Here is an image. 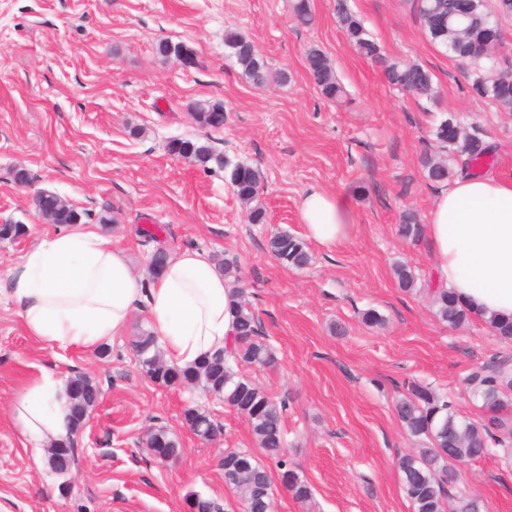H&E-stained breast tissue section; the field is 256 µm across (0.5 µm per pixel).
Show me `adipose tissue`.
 Instances as JSON below:
<instances>
[{
    "label": "adipose tissue",
    "mask_w": 512,
    "mask_h": 512,
    "mask_svg": "<svg viewBox=\"0 0 512 512\" xmlns=\"http://www.w3.org/2000/svg\"><path fill=\"white\" fill-rule=\"evenodd\" d=\"M301 221L325 248L346 240L354 225L349 195L309 190ZM425 235L437 278L473 311L512 316V179L460 175L437 195ZM26 332L49 349L97 350L145 309L167 359L188 366L224 350L234 332L233 292L204 252L169 257L161 275L137 285L128 258L94 224H72L26 252L0 280ZM68 380L54 368L17 396L14 417L35 448L65 436Z\"/></svg>",
    "instance_id": "1"
}]
</instances>
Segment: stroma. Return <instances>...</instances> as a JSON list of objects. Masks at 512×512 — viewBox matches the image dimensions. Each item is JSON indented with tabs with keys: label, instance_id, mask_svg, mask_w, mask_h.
<instances>
[{
	"label": "stroma",
	"instance_id": "stroma-1",
	"mask_svg": "<svg viewBox=\"0 0 512 512\" xmlns=\"http://www.w3.org/2000/svg\"><path fill=\"white\" fill-rule=\"evenodd\" d=\"M313 5L312 25L300 27L289 0H0V224L28 227L22 239L0 241V278L56 230L31 205L41 189L81 211L112 210L117 221L103 232L140 279L154 249L142 237L146 228L161 229L172 252L191 246L214 260L236 255L277 357L252 377L286 401L288 465L312 489L305 504L278 490L276 512H411L396 468L415 446L394 416L403 381L428 384L476 416L462 381L476 364L512 353V343L478 319L450 328L425 294L398 288L395 263L422 283L433 274L427 239L400 238L399 216L409 209L429 222L438 188L419 156L448 114L490 135L493 173L512 178V113L470 93L457 63L427 41L402 0L350 5L388 55L433 72L439 96L432 102L389 87L380 68L353 50L333 0ZM230 28L250 38L272 70L287 72V82L249 83L224 46ZM162 40L186 44L195 66L161 58ZM311 45L332 61L343 100H327L312 84ZM201 102L223 104V128L195 124ZM175 138L259 165L265 223H249L222 170L171 155ZM19 170L27 183L16 181ZM313 188L348 192L355 224L335 248L307 241L309 266L283 267L267 240L278 231L305 239L300 203ZM370 309L382 325L364 322ZM148 327L137 311L101 350H50L0 298V512H189L194 495L237 512L222 458L228 448L255 450L248 425L202 390L145 380L131 342ZM48 365L101 388L76 440L78 463L64 477L47 466L44 450L30 448L10 411ZM192 404L220 422L215 443L185 427L182 413ZM157 427L179 439L177 459L146 461L143 440ZM458 489L478 496L484 512H512V467L497 459L474 462Z\"/></svg>",
	"mask_w": 512,
	"mask_h": 512
}]
</instances>
